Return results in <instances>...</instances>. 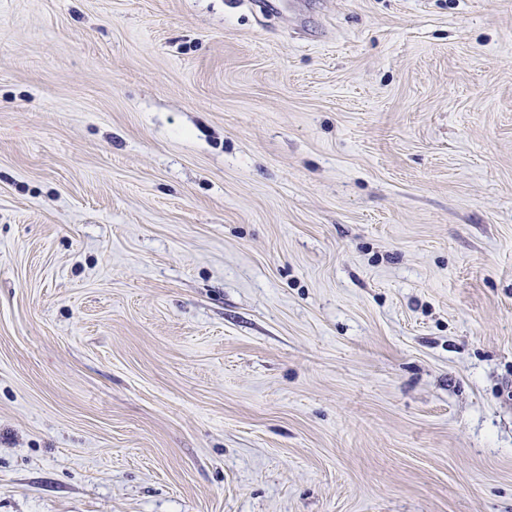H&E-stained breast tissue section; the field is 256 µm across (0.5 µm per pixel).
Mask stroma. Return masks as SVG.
Listing matches in <instances>:
<instances>
[{
    "instance_id": "35a3bbf8",
    "label": "stroma",
    "mask_w": 512,
    "mask_h": 512,
    "mask_svg": "<svg viewBox=\"0 0 512 512\" xmlns=\"http://www.w3.org/2000/svg\"><path fill=\"white\" fill-rule=\"evenodd\" d=\"M0 512H512V0H0Z\"/></svg>"
}]
</instances>
